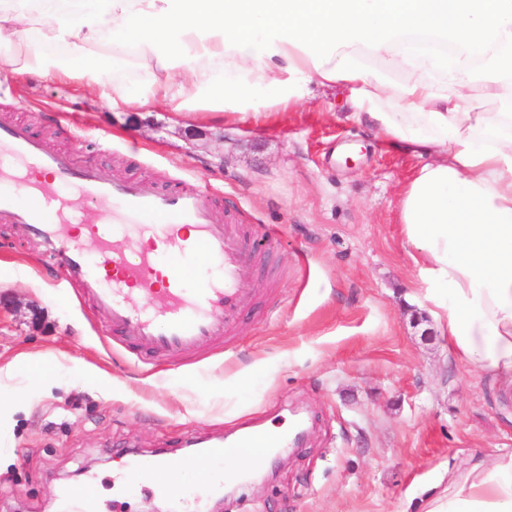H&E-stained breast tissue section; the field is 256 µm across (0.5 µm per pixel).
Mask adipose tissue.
Instances as JSON below:
<instances>
[{
    "label": "adipose tissue",
    "instance_id": "1",
    "mask_svg": "<svg viewBox=\"0 0 512 512\" xmlns=\"http://www.w3.org/2000/svg\"><path fill=\"white\" fill-rule=\"evenodd\" d=\"M131 63L136 89L115 80ZM0 70L228 123L342 92L350 118L427 155L403 243L455 361L512 382V0H0ZM421 512H512V452Z\"/></svg>",
    "mask_w": 512,
    "mask_h": 512
}]
</instances>
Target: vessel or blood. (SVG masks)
<instances>
[{
  "mask_svg": "<svg viewBox=\"0 0 512 512\" xmlns=\"http://www.w3.org/2000/svg\"><path fill=\"white\" fill-rule=\"evenodd\" d=\"M0 224L32 234L67 282L81 288L105 330L129 340L136 356L194 354L236 332L241 315L256 305L260 288L242 287L244 266L262 261L263 246L249 242L244 225L216 219L205 190L187 184L159 187L121 178L94 163L49 148L20 125H0ZM68 194H60V185ZM32 204L21 206L18 187ZM93 202L108 213L104 224L87 225L99 258L87 257L76 233L78 217ZM204 256L214 276L189 285L188 261ZM146 305H136L134 293ZM188 460H159L156 470H136L173 499L176 512H190L194 499Z\"/></svg>",
  "mask_w": 512,
  "mask_h": 512,
  "instance_id": "obj_1",
  "label": "vessel or blood"
}]
</instances>
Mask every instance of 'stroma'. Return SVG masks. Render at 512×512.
<instances>
[{"instance_id":"stroma-1","label":"stroma","mask_w":512,"mask_h":512,"mask_svg":"<svg viewBox=\"0 0 512 512\" xmlns=\"http://www.w3.org/2000/svg\"><path fill=\"white\" fill-rule=\"evenodd\" d=\"M10 121L116 175L206 186L218 219L270 250L243 285H278L230 346L144 365L31 238L0 224V512H63L79 476L98 480L101 512H169L146 483L118 502L113 464L181 459L189 442L287 432L300 417L305 441L272 449L206 512H418L449 471L512 451V387L455 362L402 242L400 192L421 160L347 118L335 94L260 125H186L164 104L113 107L108 86L0 71ZM36 370L56 388L14 407Z\"/></svg>"}]
</instances>
